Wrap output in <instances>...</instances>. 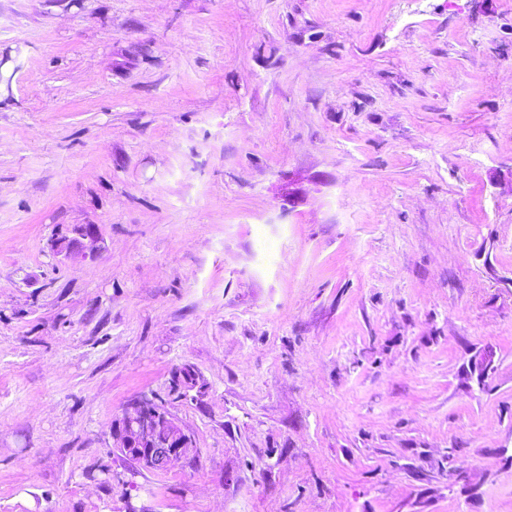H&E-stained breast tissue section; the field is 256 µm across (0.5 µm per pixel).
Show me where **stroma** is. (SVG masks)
<instances>
[{
  "label": "stroma",
  "mask_w": 512,
  "mask_h": 512,
  "mask_svg": "<svg viewBox=\"0 0 512 512\" xmlns=\"http://www.w3.org/2000/svg\"><path fill=\"white\" fill-rule=\"evenodd\" d=\"M132 506L512 512V0H0V512ZM74 233L78 237L69 239L65 236L57 239L53 245L54 250L57 253H64L70 259L86 258L88 255H93L99 238L96 227L80 226L74 229ZM114 448L124 457L134 458L138 469L159 471L187 456L193 447L191 436L168 412L160 409L155 397L142 396L112 421Z\"/></svg>",
  "instance_id": "stroma-1"
}]
</instances>
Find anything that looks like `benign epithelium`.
<instances>
[{"label":"benign epithelium","instance_id":"1","mask_svg":"<svg viewBox=\"0 0 512 512\" xmlns=\"http://www.w3.org/2000/svg\"><path fill=\"white\" fill-rule=\"evenodd\" d=\"M75 237H61L54 250L70 259L85 258L95 253L98 232L91 225L74 229ZM115 448L126 458L135 459L138 469L159 471L187 456L193 447L191 436L169 413L160 409L155 398L142 396L112 421Z\"/></svg>","mask_w":512,"mask_h":512}]
</instances>
